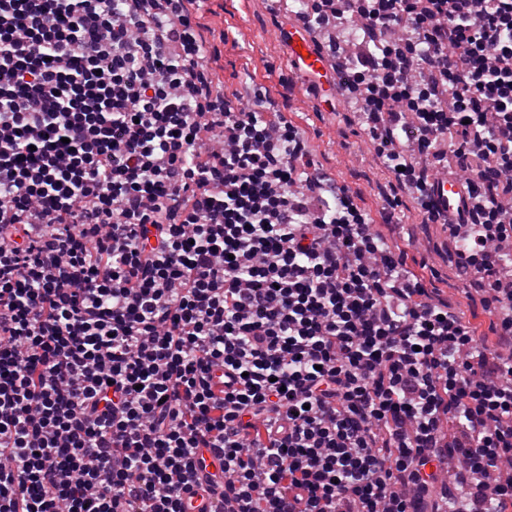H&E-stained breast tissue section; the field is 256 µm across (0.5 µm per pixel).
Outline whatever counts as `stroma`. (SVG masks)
<instances>
[{"label": "stroma", "mask_w": 512, "mask_h": 512, "mask_svg": "<svg viewBox=\"0 0 512 512\" xmlns=\"http://www.w3.org/2000/svg\"><path fill=\"white\" fill-rule=\"evenodd\" d=\"M297 8L296 0H285L281 6L274 0H254L248 9L240 0H202L200 32L207 43L224 46L214 69L225 89L239 91L243 103L249 104L254 88H262L284 116L305 131L315 163L357 194L378 230L397 242L409 270L437 297L462 310L479 335H487L490 318L479 296L458 290L455 244L446 225L423 224L414 217L410 197L364 140L354 99L343 90L331 95L308 87L289 73L286 49L271 32L292 23ZM393 196L401 200L395 210L397 221L382 223V206Z\"/></svg>", "instance_id": "obj_1"}]
</instances>
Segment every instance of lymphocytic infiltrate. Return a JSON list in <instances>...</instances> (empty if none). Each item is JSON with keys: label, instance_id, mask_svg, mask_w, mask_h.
<instances>
[{"label": "lymphocytic infiltrate", "instance_id": "lymphocytic-infiltrate-1", "mask_svg": "<svg viewBox=\"0 0 512 512\" xmlns=\"http://www.w3.org/2000/svg\"><path fill=\"white\" fill-rule=\"evenodd\" d=\"M197 0H0V512H512V0H307L494 341L302 131L239 109ZM435 185L434 206L439 210L446 211L448 216H451L457 207L462 206V201L458 197V186L448 180H442L440 176L435 177ZM186 512H211L217 505L215 497L193 486L183 494Z\"/></svg>", "mask_w": 512, "mask_h": 512}]
</instances>
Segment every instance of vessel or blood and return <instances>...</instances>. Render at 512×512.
Listing matches in <instances>:
<instances>
[{
    "instance_id": "obj_1",
    "label": "vessel or blood",
    "mask_w": 512,
    "mask_h": 512,
    "mask_svg": "<svg viewBox=\"0 0 512 512\" xmlns=\"http://www.w3.org/2000/svg\"><path fill=\"white\" fill-rule=\"evenodd\" d=\"M275 38L287 49L288 68L292 73L306 77L314 87L338 91L340 78L334 61L315 46L301 24L292 23L278 29ZM435 185L433 203L437 209L451 213L461 206L456 184L439 179ZM183 500L185 512H214L217 505L212 494L196 487L188 489Z\"/></svg>"
}]
</instances>
